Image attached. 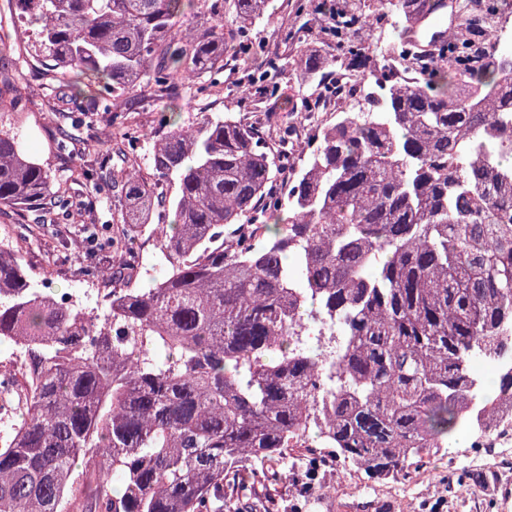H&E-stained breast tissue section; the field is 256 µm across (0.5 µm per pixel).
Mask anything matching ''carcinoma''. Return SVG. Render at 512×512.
I'll return each instance as SVG.
<instances>
[{
    "instance_id": "1",
    "label": "carcinoma",
    "mask_w": 512,
    "mask_h": 512,
    "mask_svg": "<svg viewBox=\"0 0 512 512\" xmlns=\"http://www.w3.org/2000/svg\"><path fill=\"white\" fill-rule=\"evenodd\" d=\"M42 66L65 83L62 117L83 124L85 89L112 113L146 85L169 103L223 81L224 57L269 0H14ZM423 0L324 3L356 34ZM199 5L210 16L196 23ZM185 17L176 32L172 20ZM346 66L365 73L367 56ZM461 69L441 53L418 76L367 95L309 135L286 172L270 116L231 112L183 126L158 118L151 166L174 188L126 173L115 222L152 233L167 276L125 267L102 307L39 288L0 244V341L17 351L24 408L0 428V512H234L254 462L312 443L368 480L410 477L471 419L470 364L512 356V64ZM338 62L299 50L265 62ZM294 131L309 95L291 105ZM93 207L108 188L81 171ZM21 135L0 127V210L57 222L70 197ZM281 199L267 209L273 190ZM494 408L512 409V370ZM95 482L90 506L85 484Z\"/></svg>"
}]
</instances>
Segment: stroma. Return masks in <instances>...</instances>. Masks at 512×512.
<instances>
[{
    "label": "stroma",
    "mask_w": 512,
    "mask_h": 512,
    "mask_svg": "<svg viewBox=\"0 0 512 512\" xmlns=\"http://www.w3.org/2000/svg\"><path fill=\"white\" fill-rule=\"evenodd\" d=\"M272 14L254 30L256 38L265 46V53H277L283 46L274 38L281 27H294L308 54L325 55L328 46L319 28L308 29L295 20L294 0H273ZM0 36L9 47L0 53V99L8 106L7 114L0 116V124L21 129L28 152L48 165L56 176V188L80 190L76 175L81 168L94 163H114L122 146L123 130L106 129L103 115L97 114L91 123L72 129L75 144L73 155L58 152L56 142L63 126L56 108L57 85L50 72L36 57L33 36L21 23L13 0H0ZM265 54H238L224 62V92L207 95L188 90L178 104L175 119L187 125L205 116L232 112L246 116L253 112H271L277 115L279 125L291 122L286 101L296 99L299 93L312 92L316 86L304 68L292 66L278 80V89L270 99L255 101L241 98L237 93L243 75L256 72ZM85 224L77 223L74 214H63L58 223L32 228L20 214L12 210L0 212V242L18 251L28 267L44 278L56 294H77L78 304L94 307L102 301L100 281L84 277L90 263L117 271L120 263L115 257L114 242L133 238L137 252L147 255L150 267L141 274L138 286L146 287L163 279L168 267L162 259L153 237L139 229L113 223L108 210H101L94 226L95 240L87 242ZM467 447L453 441L443 452L432 457L409 479L370 481L360 476L322 467L317 480L331 483L330 492H307L298 496L293 492L295 482L306 479L305 468L282 470L284 480L278 497L280 512H512V468L504 482L486 481L483 470L470 468L463 458ZM459 458L456 470H449V458ZM465 481L480 486V497H461L455 485Z\"/></svg>",
    "instance_id": "stroma-1"
}]
</instances>
